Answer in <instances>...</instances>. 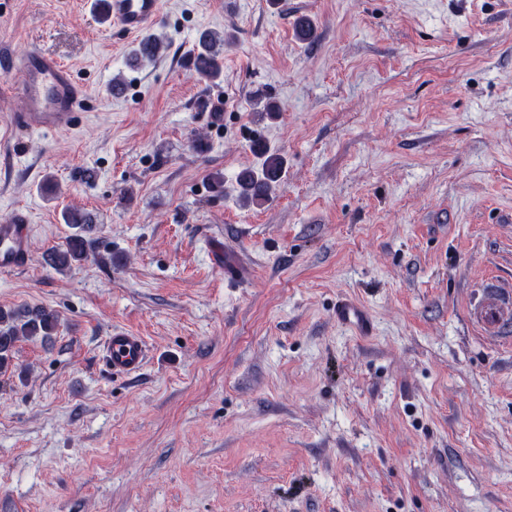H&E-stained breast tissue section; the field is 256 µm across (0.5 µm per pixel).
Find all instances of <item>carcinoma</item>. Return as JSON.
<instances>
[{
    "label": "carcinoma",
    "instance_id": "carcinoma-1",
    "mask_svg": "<svg viewBox=\"0 0 512 512\" xmlns=\"http://www.w3.org/2000/svg\"><path fill=\"white\" fill-rule=\"evenodd\" d=\"M224 41V37L212 30L200 32L197 52L190 59L194 72L205 78H217L222 72V60L215 46ZM162 43L154 36L147 35L139 43L132 59L153 60L161 53ZM262 158L261 169H245L240 172L238 181L245 200L261 205L269 200L272 191L281 179L283 159L262 147L257 148ZM64 221L70 225L71 233L61 249L47 255V261L57 269H64L86 257L87 224L89 219L75 212L64 214ZM58 328V314L53 310L37 308L23 312L0 309V371L11 365L16 343L22 340L47 339Z\"/></svg>",
    "mask_w": 512,
    "mask_h": 512
}]
</instances>
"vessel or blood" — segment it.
I'll list each match as a JSON object with an SVG mask.
<instances>
[{
  "label": "vessel or blood",
  "instance_id": "obj_1",
  "mask_svg": "<svg viewBox=\"0 0 512 512\" xmlns=\"http://www.w3.org/2000/svg\"><path fill=\"white\" fill-rule=\"evenodd\" d=\"M164 0H105L107 18L120 31L141 37L159 20ZM11 71L18 79L11 114L15 140L26 135L60 133L73 129L86 99V90L72 69L56 57L30 51L12 58ZM32 229L19 212L0 218V273L25 267L31 253ZM470 316L486 335L512 330V290L490 283L481 291ZM336 320L356 334L368 335L371 318L359 302L343 298L336 303ZM106 362L113 375L139 374L148 361L143 337L113 329L106 341Z\"/></svg>",
  "mask_w": 512,
  "mask_h": 512
}]
</instances>
